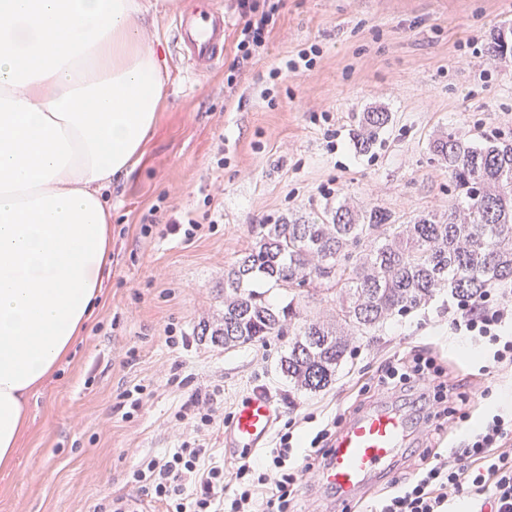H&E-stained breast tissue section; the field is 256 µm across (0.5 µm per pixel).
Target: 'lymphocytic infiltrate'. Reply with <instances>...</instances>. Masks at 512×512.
<instances>
[{
  "instance_id": "obj_1",
  "label": "lymphocytic infiltrate",
  "mask_w": 512,
  "mask_h": 512,
  "mask_svg": "<svg viewBox=\"0 0 512 512\" xmlns=\"http://www.w3.org/2000/svg\"><path fill=\"white\" fill-rule=\"evenodd\" d=\"M284 6L285 0H236L241 25L227 85H235L245 64L266 51ZM448 321L455 332L491 345L494 362L512 364V336L503 333L512 324L511 296L488 291L476 302L457 301L448 308ZM380 383L391 394H415L425 435L447 415L445 403L454 394L435 359L421 354L385 366ZM217 404L208 396L185 407L181 417L192 424L194 436L166 457H143L130 474L132 483L164 512H298L303 485L320 480L329 465L337 423L317 431L302 460L293 459L285 432L275 447L242 449L228 472L199 436L216 426ZM509 441L512 415L493 414L449 451L433 452L409 477L392 481L369 512H448L453 497L481 498L491 512H512V452L504 449Z\"/></svg>"
}]
</instances>
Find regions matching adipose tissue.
<instances>
[{
  "mask_svg": "<svg viewBox=\"0 0 512 512\" xmlns=\"http://www.w3.org/2000/svg\"><path fill=\"white\" fill-rule=\"evenodd\" d=\"M141 0H0V467L112 264L105 191L159 120Z\"/></svg>",
  "mask_w": 512,
  "mask_h": 512,
  "instance_id": "1",
  "label": "adipose tissue"
}]
</instances>
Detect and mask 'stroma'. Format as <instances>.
Masks as SVG:
<instances>
[{
  "instance_id": "35a3bbf8",
  "label": "stroma",
  "mask_w": 512,
  "mask_h": 512,
  "mask_svg": "<svg viewBox=\"0 0 512 512\" xmlns=\"http://www.w3.org/2000/svg\"><path fill=\"white\" fill-rule=\"evenodd\" d=\"M145 2L166 99L140 162L106 191L112 266L101 302L29 401L27 433L12 467L0 470V512H97L105 497L137 498L129 475L140 457L176 448L187 435L176 418L182 405L215 388L226 416L256 390L285 416L304 415L292 430L297 457L337 415L386 403L416 419L411 399L377 385L386 360L413 350L431 352L455 386L449 420L475 426L487 412L512 411V367H489L475 344L461 354L444 289L376 336L353 337L335 381L312 393L277 369L288 337L227 350L198 336L200 322L220 319L224 279L261 225L328 203L380 207L401 223L422 211L447 216L451 182L430 142L451 128L479 140L512 133V61L488 53L493 32L512 27V0H286L267 54L232 89L224 79L236 30L223 66L194 80L169 44L174 16L193 0ZM310 46L311 71L268 86L273 64ZM376 111L392 120L370 152H356L350 133ZM206 213L216 221L193 239L166 230L170 218ZM137 385L134 411L125 392ZM481 386L491 393L474 400ZM379 488L342 501L315 485L301 508L363 512Z\"/></svg>"
}]
</instances>
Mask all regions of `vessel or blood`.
I'll list each match as a JSON object with an SVG mask.
<instances>
[{
    "mask_svg": "<svg viewBox=\"0 0 512 512\" xmlns=\"http://www.w3.org/2000/svg\"><path fill=\"white\" fill-rule=\"evenodd\" d=\"M230 21L217 0L173 19L176 45L193 75L207 76L224 58V36ZM279 411L265 394L255 391L239 404L224 427L229 448L265 447ZM409 420L388 405H379L353 418L337 435L323 484L343 498L355 496L376 475L386 473L409 435Z\"/></svg>",
    "mask_w": 512,
    "mask_h": 512,
    "instance_id": "vessel-or-blood-1",
    "label": "vessel or blood"
}]
</instances>
